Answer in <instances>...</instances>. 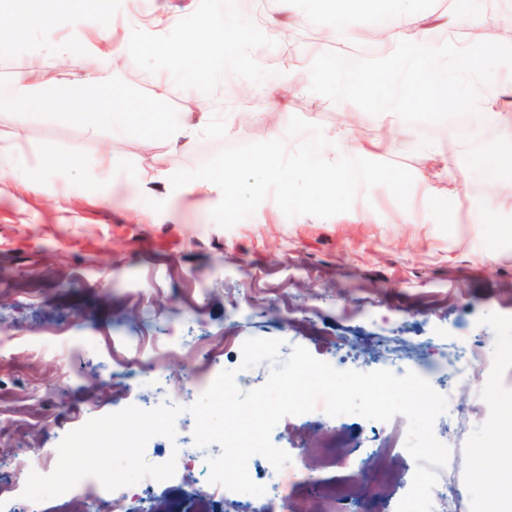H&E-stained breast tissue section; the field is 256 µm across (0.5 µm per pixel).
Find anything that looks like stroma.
I'll return each mask as SVG.
<instances>
[{
	"label": "stroma",
	"mask_w": 512,
	"mask_h": 512,
	"mask_svg": "<svg viewBox=\"0 0 512 512\" xmlns=\"http://www.w3.org/2000/svg\"><path fill=\"white\" fill-rule=\"evenodd\" d=\"M225 0H87V22L120 26L124 16L148 32L180 38L200 20L225 22ZM287 26V44H275L262 66L244 60L236 39L224 45L212 70L227 68L234 83L270 85L286 74L288 58L329 66L340 51L368 67L378 57L365 42L321 35L332 23L324 11L306 10L302 0H268L266 7ZM34 26L14 38L0 27V140L13 145V162L26 183L0 193V485L22 492L28 478L23 459L40 458L44 473L58 462L57 447L89 420L131 404L151 408L190 396L203 386L182 378L183 366L203 363L216 348L220 369L240 365V337H295L306 333L350 341L365 371L379 349L415 362L435 380L437 392H452L453 415H439L435 437L449 449L447 480L454 503L465 507L468 489L481 480L492 512H512V432L495 419L474 421V403L487 410L512 406V207L486 209L493 193L485 160L508 143L499 127L512 122V107L485 111L424 112L410 98L399 120L411 137H382L377 93L346 92L342 84L306 90L272 110L258 101L236 107L215 94L212 111L228 117L224 128L199 136L186 151L171 153L150 129L177 116L194 69L163 71L152 56L112 68V82L128 100V111L112 127L91 131L93 94L77 82L85 51L72 44L63 91L81 113L48 111L40 120H21L11 101L14 76L32 58L56 66L57 59ZM172 91L152 96L157 75ZM331 128L349 121L362 142L379 139L369 158L407 168L415 181L436 175L438 193L411 191L400 205L383 186L359 191L348 212L328 219L286 217L273 199L258 207L265 218H246L229 229L211 210L219 193L183 186L156 190L158 172L190 170L228 145L262 140L292 117ZM119 161L108 178L90 166L102 153ZM64 169L50 168L52 159ZM461 196L447 191L449 175ZM409 207L431 212L432 221L398 224ZM500 353L493 381H457L448 363L454 339ZM167 382L158 384L155 369ZM194 417L181 412L176 436H157L155 457L175 455L166 480L141 481L128 491L150 503L171 502L189 493L207 495L209 474L199 457H216L219 445L199 448ZM379 423L357 415L313 425L308 415L283 418L271 440L293 464L319 478L332 476L324 449L336 434L355 446L376 434ZM496 454L495 468L474 475L467 449Z\"/></svg>",
	"instance_id": "obj_1"
}]
</instances>
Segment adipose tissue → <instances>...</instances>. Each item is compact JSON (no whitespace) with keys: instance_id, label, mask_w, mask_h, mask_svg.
Masks as SVG:
<instances>
[{"instance_id":"ef3b65f1","label":"adipose tissue","mask_w":512,"mask_h":512,"mask_svg":"<svg viewBox=\"0 0 512 512\" xmlns=\"http://www.w3.org/2000/svg\"><path fill=\"white\" fill-rule=\"evenodd\" d=\"M317 4L330 13L335 21L334 32L348 37L355 36V29L349 25L357 15L375 14L384 16L385 21L376 26L378 39L390 45L393 55L379 59L371 68L364 71L344 69H322L304 62L291 64L288 68L287 82L264 86L252 90L251 95L259 99L268 108H280L288 96L294 92L314 89L318 86L341 80L348 90L355 91L363 87L383 91L385 78L389 72L403 63H410L415 69L418 85L433 94L429 102L431 108L440 111L492 110L498 104L494 95L475 94L453 89L449 84L445 63L447 54L456 55L475 74H482L489 59L485 47L471 42L457 45L449 41L448 45H439L435 40L436 29L455 34L459 24L478 16L484 6V0H449L443 13L435 24L414 20L417 0H316ZM70 25L76 38L92 34L97 51L107 53L114 62L128 63L138 58L139 49L147 37L146 31L137 22H130L125 28L122 39H115L108 26L88 30L81 7H72ZM229 31L206 26L192 37L178 41H166L162 56L174 67L199 60L202 56H219ZM57 76L42 69H29L19 74L13 86V103L16 112L23 118H37L43 111L72 112L75 102L67 96L50 93ZM83 81L93 87L97 93L95 111L100 121L108 123L119 116L126 108L122 98L115 95L112 86V73L99 67L96 61H88ZM222 121L217 113L197 107L180 113L179 117L159 127L158 133L168 152L178 153L187 149L195 139L219 125Z\"/></svg>"}]
</instances>
